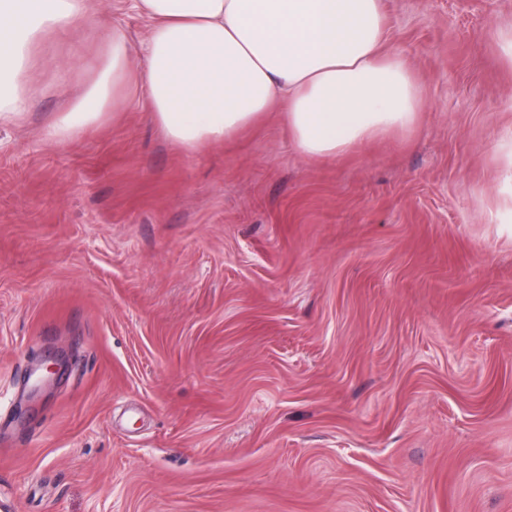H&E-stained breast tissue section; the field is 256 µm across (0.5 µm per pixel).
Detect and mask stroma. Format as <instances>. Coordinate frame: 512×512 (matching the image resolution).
Wrapping results in <instances>:
<instances>
[{"label":"stroma","instance_id":"35a3bbf8","mask_svg":"<svg viewBox=\"0 0 512 512\" xmlns=\"http://www.w3.org/2000/svg\"><path fill=\"white\" fill-rule=\"evenodd\" d=\"M385 11L419 124L319 162L275 116L175 149L138 95L47 143L56 44L0 127V512H512V0Z\"/></svg>","mask_w":512,"mask_h":512}]
</instances>
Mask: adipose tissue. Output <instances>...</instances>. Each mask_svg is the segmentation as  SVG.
<instances>
[{"mask_svg": "<svg viewBox=\"0 0 512 512\" xmlns=\"http://www.w3.org/2000/svg\"><path fill=\"white\" fill-rule=\"evenodd\" d=\"M149 20L145 65L124 29L101 28L97 60L71 85L45 138L64 143L113 120L144 88L153 123L199 150L273 112L297 150L318 161L412 131L424 102L401 56L386 52L384 0H137ZM91 0H0V126L26 119L48 49L81 26Z\"/></svg>", "mask_w": 512, "mask_h": 512, "instance_id": "obj_1", "label": "adipose tissue"}]
</instances>
